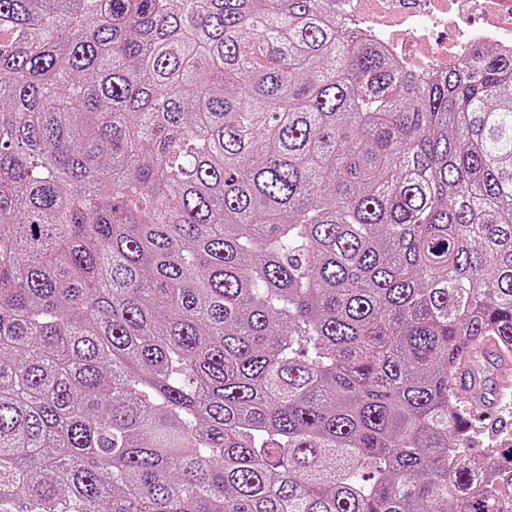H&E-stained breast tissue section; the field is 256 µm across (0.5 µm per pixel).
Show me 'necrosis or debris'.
I'll return each mask as SVG.
<instances>
[{
	"label": "necrosis or debris",
	"instance_id": "1",
	"mask_svg": "<svg viewBox=\"0 0 512 512\" xmlns=\"http://www.w3.org/2000/svg\"><path fill=\"white\" fill-rule=\"evenodd\" d=\"M336 12L396 56L402 53L401 40L384 36V29L400 28L402 40L432 42V61L414 69L421 76L482 44L512 51V0H336Z\"/></svg>",
	"mask_w": 512,
	"mask_h": 512
}]
</instances>
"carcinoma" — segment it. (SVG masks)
Instances as JSON below:
<instances>
[{
  "instance_id": "1",
  "label": "carcinoma",
  "mask_w": 512,
  "mask_h": 512,
  "mask_svg": "<svg viewBox=\"0 0 512 512\" xmlns=\"http://www.w3.org/2000/svg\"><path fill=\"white\" fill-rule=\"evenodd\" d=\"M512 55L335 0H0V512H512ZM498 420L497 416L495 418H491L486 415L480 420H476V422L477 425L482 427L481 430H483V434L480 436L481 440H483L485 444L490 443V446L492 442H497V445L502 443V448H499L502 454L505 450L504 443H508L504 442V439H508V434L510 433L507 432L509 429L506 430V427H509L510 425L506 424L504 419H502L501 423Z\"/></svg>"
}]
</instances>
